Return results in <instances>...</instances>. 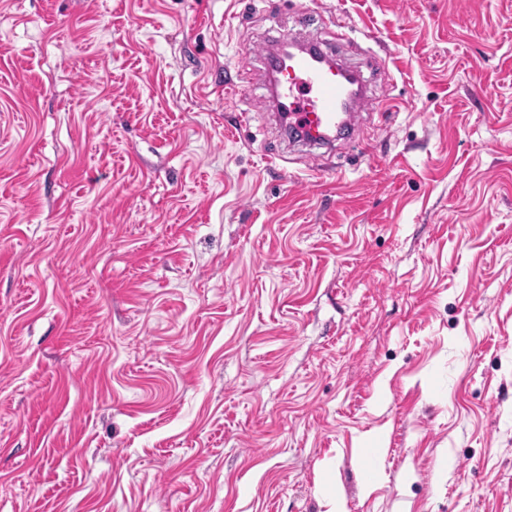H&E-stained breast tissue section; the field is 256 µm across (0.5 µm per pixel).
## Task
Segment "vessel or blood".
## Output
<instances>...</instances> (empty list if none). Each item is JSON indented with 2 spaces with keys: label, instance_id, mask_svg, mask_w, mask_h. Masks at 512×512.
I'll list each match as a JSON object with an SVG mask.
<instances>
[{
  "label": "vessel or blood",
  "instance_id": "b4317fda",
  "mask_svg": "<svg viewBox=\"0 0 512 512\" xmlns=\"http://www.w3.org/2000/svg\"><path fill=\"white\" fill-rule=\"evenodd\" d=\"M348 77L335 58L320 63L303 53L268 73L271 97L286 112L289 129L310 145L353 139L367 100L352 93Z\"/></svg>",
  "mask_w": 512,
  "mask_h": 512
}]
</instances>
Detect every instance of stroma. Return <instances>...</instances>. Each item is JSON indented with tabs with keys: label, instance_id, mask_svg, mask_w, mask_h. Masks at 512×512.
<instances>
[{
	"label": "stroma",
	"instance_id": "35a3bbf8",
	"mask_svg": "<svg viewBox=\"0 0 512 512\" xmlns=\"http://www.w3.org/2000/svg\"><path fill=\"white\" fill-rule=\"evenodd\" d=\"M0 512H512V0H0ZM312 47L325 63L307 54H295L286 65L268 69L271 97L281 112H287L288 128L301 134L306 144L353 140L358 112L368 103L361 85L346 106L351 90L348 77L353 76L336 65L335 58Z\"/></svg>",
	"mask_w": 512,
	"mask_h": 512
}]
</instances>
